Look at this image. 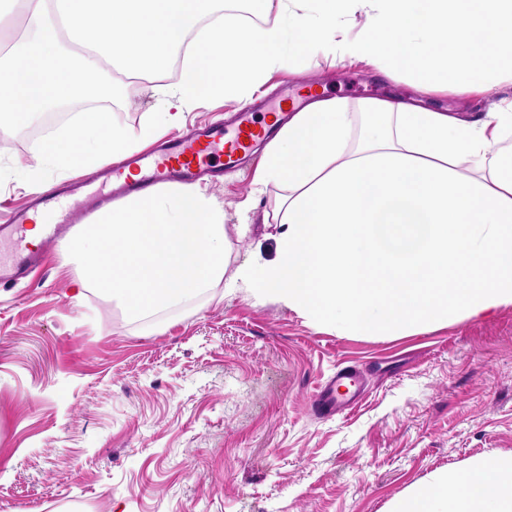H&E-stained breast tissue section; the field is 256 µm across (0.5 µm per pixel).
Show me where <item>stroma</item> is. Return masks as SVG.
Wrapping results in <instances>:
<instances>
[{
	"label": "stroma",
	"mask_w": 512,
	"mask_h": 512,
	"mask_svg": "<svg viewBox=\"0 0 512 512\" xmlns=\"http://www.w3.org/2000/svg\"><path fill=\"white\" fill-rule=\"evenodd\" d=\"M300 78L354 108L413 92L407 73L323 53L274 71L262 91ZM511 99L512 82L468 100L429 96L472 118ZM163 104L135 82L113 110L136 130ZM8 141L0 200L20 206L37 147L18 130ZM257 166L203 186L227 224L252 204L248 236L231 243L236 267L277 257L263 222L277 190L257 191ZM76 277L54 253L26 283L0 287V512H390L440 473L512 456L511 304L369 336L217 288L143 326ZM345 365L367 371V396L320 418L315 390Z\"/></svg>",
	"instance_id": "stroma-1"
}]
</instances>
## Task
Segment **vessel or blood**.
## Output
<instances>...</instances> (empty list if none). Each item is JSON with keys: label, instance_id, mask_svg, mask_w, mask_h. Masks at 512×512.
<instances>
[{"label": "vessel or blood", "instance_id": "vessel-or-blood-1", "mask_svg": "<svg viewBox=\"0 0 512 512\" xmlns=\"http://www.w3.org/2000/svg\"><path fill=\"white\" fill-rule=\"evenodd\" d=\"M315 92L311 79L298 80L290 93L268 106L266 117H256L253 108L237 113L232 124L221 122L197 128L158 149L131 155L111 163L100 173L69 189L40 192L23 209L10 212L0 222V244H10L9 255H0V286L15 285L41 267L49 246L76 224L92 223L95 212L114 197L146 193L166 183L191 184L203 177L219 178L239 167L257 146L285 121L288 106ZM43 219L39 243L28 240L34 215ZM366 387L364 374L353 366L336 371L315 394L318 410L326 416L345 413L358 402Z\"/></svg>", "mask_w": 512, "mask_h": 512}]
</instances>
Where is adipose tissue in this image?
<instances>
[{
  "instance_id": "obj_1",
  "label": "adipose tissue",
  "mask_w": 512,
  "mask_h": 512,
  "mask_svg": "<svg viewBox=\"0 0 512 512\" xmlns=\"http://www.w3.org/2000/svg\"><path fill=\"white\" fill-rule=\"evenodd\" d=\"M28 38L0 52V133L39 123L110 68L128 81L176 71L168 110L139 130L86 107L36 158L70 172L136 150L159 125L213 98L250 97L313 51L403 71L410 99L352 110L316 98L264 149L256 177L280 194L275 262L231 268L224 209L198 187L132 195L85 224L65 251L81 289L145 320L216 285L272 296L366 335L403 334L512 304V103L477 118L422 98L512 81V0H254L261 22L223 0H14ZM393 512H512V459L439 475Z\"/></svg>"
}]
</instances>
